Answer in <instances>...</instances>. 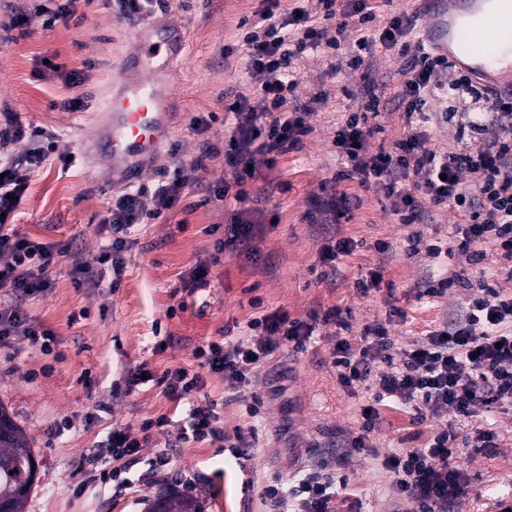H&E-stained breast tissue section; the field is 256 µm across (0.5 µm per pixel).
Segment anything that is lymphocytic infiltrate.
I'll return each instance as SVG.
<instances>
[{"label": "lymphocytic infiltrate", "instance_id": "lymphocytic-infiltrate-1", "mask_svg": "<svg viewBox=\"0 0 512 512\" xmlns=\"http://www.w3.org/2000/svg\"><path fill=\"white\" fill-rule=\"evenodd\" d=\"M29 12L14 15L13 27L40 19L43 25L76 21L75 0H29ZM279 0H267L261 14L263 28L245 36L250 74L249 93L234 94L224 104L233 126L224 139V165L230 182L215 190L220 201L234 200L229 224L214 243L215 256L195 267L197 284L207 285L212 266L224 250L247 249L253 226L241 205L254 172V155L263 154L268 165L279 156L299 149L312 128V106H290L298 85L295 63L307 49L324 46L339 49L349 43L346 66H332L329 78H338L343 68H372L377 48L413 50L414 56L399 73L390 96L401 114L402 132L390 148H373L381 127L376 119L381 99L377 90L367 93L363 111L346 112L334 128L333 145L346 164L340 180L380 186L393 214L401 223L416 224L426 207H446L457 214L449 241H427L432 257L457 256L473 264L487 251L512 263V98L503 97L469 76L456 71L447 58L435 54L420 40L416 17L397 14L379 19V0H315L308 6L279 13ZM465 85L483 100L491 120L479 130L476 143L454 151L428 149L430 127L452 121L453 115L436 108L449 83ZM21 144L17 153L0 159V347L16 338L50 352L53 332L30 318L21 300L44 293L54 285L58 255L54 245L32 240L8 228L25 196L32 173L40 169L57 148V135L48 128L24 124L16 113H0V146ZM475 173L479 181L468 186L465 176ZM184 181L173 176L153 192V209H146L143 189L128 190L109 202L100 219L106 241L91 259L76 257L69 271L74 287H95L104 278L120 281L126 254L134 245L136 226L147 223L179 201ZM401 309L389 311L387 320L364 330L361 347H352L343 331L348 324L338 320L341 333L334 338L333 363L337 380L347 389L371 391L373 402L361 412L360 433L353 449L365 448L369 435L379 426L377 403L395 398L409 407L416 421L440 410L452 412L455 423L433 437L429 446L405 448L385 456L383 465L392 478L396 496L411 499L414 512H448L450 505L466 494V476L456 463L450 443L458 425L477 412L512 406V295L501 294L491 283L477 282L459 315L450 324L430 331L410 347L396 348L390 327L403 318ZM313 323L274 313L252 318L241 340L229 345L211 344L197 349L198 372L184 368L165 371L162 381L169 396L183 400L200 392L205 374L223 378L229 393L240 395L260 367L289 343L295 351L310 343ZM217 404L194 407L178 437L183 441L206 439L223 443L237 463L250 457L254 446L242 431L226 432L219 424ZM139 440L122 426L112 429L105 444L85 459L87 470L100 485L117 481L111 461L136 456ZM267 494L277 506L295 504L296 512H332L336 479L319 469H308L289 487H269Z\"/></svg>", "mask_w": 512, "mask_h": 512}]
</instances>
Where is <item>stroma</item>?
Here are the masks:
<instances>
[{
  "instance_id": "1",
  "label": "stroma",
  "mask_w": 512,
  "mask_h": 512,
  "mask_svg": "<svg viewBox=\"0 0 512 512\" xmlns=\"http://www.w3.org/2000/svg\"><path fill=\"white\" fill-rule=\"evenodd\" d=\"M27 0H0V113L11 111L23 122L54 129L59 154L72 155L69 167L50 157L30 181L26 197L15 212L16 231L58 245L55 284L27 300L25 312L55 334L50 354L18 341L0 350V404L23 429L36 455L38 480L24 512H145L144 501L165 484L200 499L205 512H272L263 496L271 480L292 478L311 457L321 458L329 472L344 481L335 512H413L410 500L397 498L381 458L404 448H420L448 423L440 412L414 423L394 399L381 403L380 426L366 451L349 449L359 433L364 393L341 387L332 363L331 336L335 323L318 324L306 350L285 345L267 362L249 393L263 400L251 414L244 399L226 398L224 381L206 376L204 388L187 400L170 398L160 378L166 370L197 371L198 348L240 338L249 319L285 312L308 319L341 309L349 323L351 343H358L367 325L385 319L391 307L405 311L394 323L396 346L424 338L465 301L468 283L484 279L506 294L512 280L503 269L506 260L488 252L485 260L464 265L448 257L433 260L408 255L410 232L425 237L450 231L456 216L437 209L433 220L410 228L391 214L381 187L355 181L336 182L345 167L331 142L339 110H358L352 98L358 76L345 74L340 83L323 82L331 57L322 49L309 50L296 63L302 102H316L312 133L301 149L280 157L275 166L255 155V177L249 185L266 189L261 203H250L254 224L251 248L224 252L212 266L206 286H193L190 273L197 261L213 251L212 226L228 224L233 205L216 200L213 191L230 172L217 155L199 170L202 139L223 148L231 117L224 96L245 91L248 59L242 47V19L258 21L264 0H157L155 17L169 18L188 35L185 57L169 77L176 112L172 140L158 165L141 183L146 193L180 173L186 181L179 203L148 223L137 226L135 245L127 254V269L118 287L102 282L95 288L74 287L69 271L76 256L96 254L102 242L99 218L112 199L101 188L102 169L80 156L81 131L93 119L114 80L124 77V54L131 48L137 20H123L115 0H77L80 25L41 20L9 28L11 15L28 10ZM233 47L225 55V47ZM54 67L46 70L43 59ZM78 72L82 83L65 84L64 74ZM84 98L87 107L70 111L67 100ZM215 117L206 135L193 128L196 116ZM342 189L354 200L343 217L331 214L309 219L313 200ZM356 241L353 254L337 259L338 278H323L319 248L326 236ZM391 250H376V242ZM380 270L385 286L362 295L356 283L369 269ZM455 270L462 287L430 300L417 298L415 286L426 273ZM148 363L154 375L133 392L124 379L135 364ZM95 382L87 391L83 377ZM223 402L220 418L226 431L255 432L259 441L245 467L226 462L218 443L191 441L168 448L190 409L209 401ZM111 405L92 421L84 414L93 404ZM165 416L164 431H149L139 463L121 491L95 485L81 469L90 450L105 442L113 425L139 433L145 420ZM73 429H62L65 420ZM490 430L496 446L474 452L464 437L474 429ZM453 446L468 480V491L455 512H499L512 504V411H494L470 419ZM171 462L152 473L148 467L161 452Z\"/></svg>"
}]
</instances>
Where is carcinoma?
<instances>
[{
	"mask_svg": "<svg viewBox=\"0 0 512 512\" xmlns=\"http://www.w3.org/2000/svg\"><path fill=\"white\" fill-rule=\"evenodd\" d=\"M38 480V461L22 429L0 404V512H22ZM147 512H204L195 498L167 487L146 500Z\"/></svg>",
	"mask_w": 512,
	"mask_h": 512,
	"instance_id": "obj_1",
	"label": "carcinoma"
}]
</instances>
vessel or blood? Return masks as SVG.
Masks as SVG:
<instances>
[{"label":"vessel or blood","mask_w":512,"mask_h":512,"mask_svg":"<svg viewBox=\"0 0 512 512\" xmlns=\"http://www.w3.org/2000/svg\"><path fill=\"white\" fill-rule=\"evenodd\" d=\"M480 0H425L430 21L423 41L447 57L474 81L502 86L512 93V24L487 19L482 26L457 22L459 12ZM134 78L113 85V92L95 117L93 133L109 167L108 186L130 187L151 171L171 139L173 116L161 76L173 71L186 48V34L177 27L151 21L135 31Z\"/></svg>","instance_id":"vessel-or-blood-1"}]
</instances>
